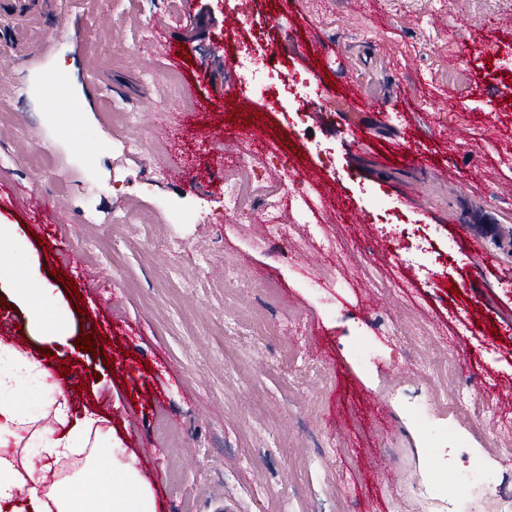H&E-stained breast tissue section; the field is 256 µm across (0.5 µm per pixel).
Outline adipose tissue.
Instances as JSON below:
<instances>
[{"label": "adipose tissue", "mask_w": 512, "mask_h": 512, "mask_svg": "<svg viewBox=\"0 0 512 512\" xmlns=\"http://www.w3.org/2000/svg\"><path fill=\"white\" fill-rule=\"evenodd\" d=\"M1 283L26 307L30 330L67 345L50 286L19 287L13 265L3 263ZM47 375L41 358L0 340V512H149L151 489L115 454L104 418L59 388L26 404L27 390Z\"/></svg>", "instance_id": "adipose-tissue-1"}]
</instances>
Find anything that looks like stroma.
Here are the masks:
<instances>
[{
  "label": "stroma",
  "mask_w": 512,
  "mask_h": 512,
  "mask_svg": "<svg viewBox=\"0 0 512 512\" xmlns=\"http://www.w3.org/2000/svg\"><path fill=\"white\" fill-rule=\"evenodd\" d=\"M228 8L59 0L51 13H0V64L13 68L0 108L15 114L0 129V225L25 226L16 251L54 286L72 338L62 348L26 334L52 355L47 386L79 367L75 404L108 419L153 512H441L418 488L454 483L444 451L456 439L486 474L456 512H500L496 480L512 460L494 447L512 432L462 435L424 369L437 337L454 336L472 394L497 405L512 384V0H333L324 18L317 0H256L232 32ZM255 29L273 30L282 64L333 84L321 121L292 130L260 93L226 94L221 63ZM172 55L196 109L187 125L163 79ZM354 82L390 111L351 108ZM47 87L73 111H55ZM252 122L350 208L396 206L405 224L314 217L288 240L225 212L202 142ZM175 160L182 179L152 178ZM129 210L146 223H116ZM421 224L436 249L411 263L413 286L374 288L359 261L397 276L377 244ZM319 225L339 231L337 253L321 250ZM474 237L498 251L497 269L478 270ZM94 331L106 361L74 343ZM289 346L321 373L281 368Z\"/></svg>",
  "instance_id": "obj_1"
}]
</instances>
